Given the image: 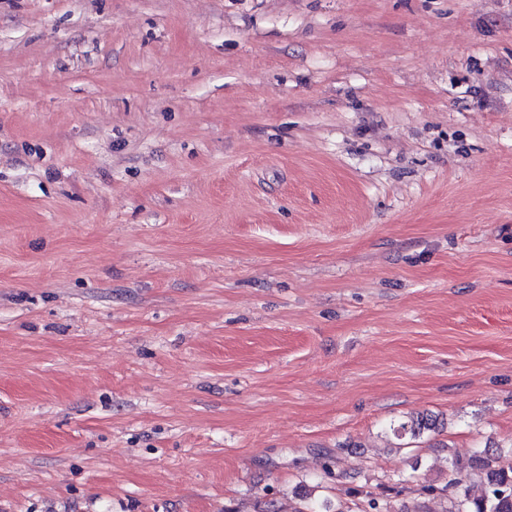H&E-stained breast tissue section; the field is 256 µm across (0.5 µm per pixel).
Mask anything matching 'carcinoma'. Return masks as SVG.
I'll return each mask as SVG.
<instances>
[{
    "label": "carcinoma",
    "mask_w": 512,
    "mask_h": 512,
    "mask_svg": "<svg viewBox=\"0 0 512 512\" xmlns=\"http://www.w3.org/2000/svg\"><path fill=\"white\" fill-rule=\"evenodd\" d=\"M436 428V421L426 416L411 417L392 427L394 435L403 439L415 438L426 430ZM484 474L479 489H474L467 469ZM455 474L449 486L454 492L449 496L445 512H512V465L494 468L489 459L476 454L469 465H455Z\"/></svg>",
    "instance_id": "obj_1"
}]
</instances>
